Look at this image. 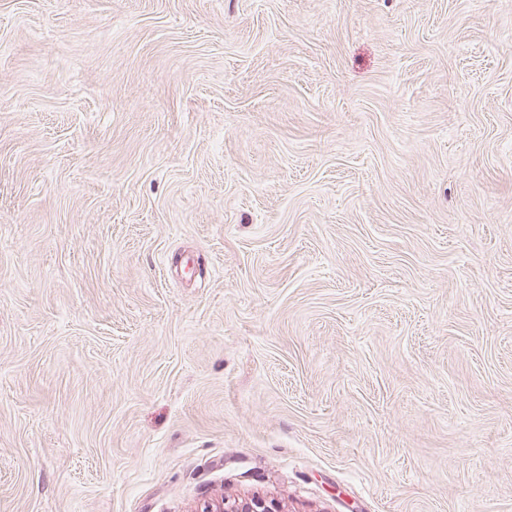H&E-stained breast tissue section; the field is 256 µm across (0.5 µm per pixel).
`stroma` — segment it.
Masks as SVG:
<instances>
[{
	"instance_id": "stroma-1",
	"label": "stroma",
	"mask_w": 512,
	"mask_h": 512,
	"mask_svg": "<svg viewBox=\"0 0 512 512\" xmlns=\"http://www.w3.org/2000/svg\"><path fill=\"white\" fill-rule=\"evenodd\" d=\"M512 512V0H0V512ZM274 500L252 496L244 499L220 496L205 500L196 512H285Z\"/></svg>"
}]
</instances>
